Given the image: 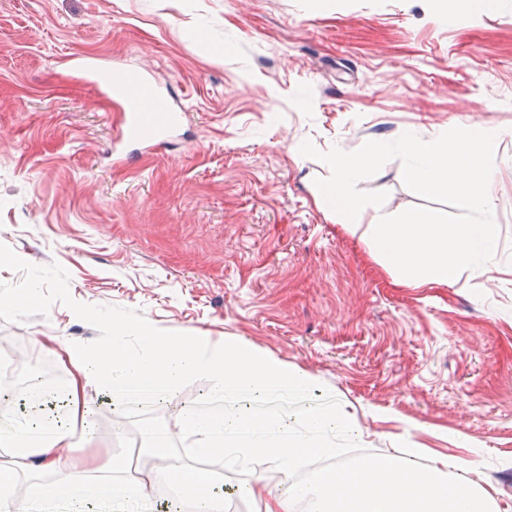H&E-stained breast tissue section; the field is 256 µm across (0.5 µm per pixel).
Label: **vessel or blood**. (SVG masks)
I'll return each mask as SVG.
<instances>
[{
    "label": "vessel or blood",
    "mask_w": 512,
    "mask_h": 512,
    "mask_svg": "<svg viewBox=\"0 0 512 512\" xmlns=\"http://www.w3.org/2000/svg\"><path fill=\"white\" fill-rule=\"evenodd\" d=\"M94 83L106 95L120 101L124 111L122 136L144 148L171 134L180 125L183 115L165 103L155 82L143 75L107 76L92 73Z\"/></svg>",
    "instance_id": "vessel-or-blood-1"
}]
</instances>
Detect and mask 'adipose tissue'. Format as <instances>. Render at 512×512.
<instances>
[{"label":"adipose tissue","mask_w":512,"mask_h":512,"mask_svg":"<svg viewBox=\"0 0 512 512\" xmlns=\"http://www.w3.org/2000/svg\"><path fill=\"white\" fill-rule=\"evenodd\" d=\"M132 334L141 339L139 349L127 346ZM36 343L67 369L62 411L0 431V447L8 451L0 460V512H58L63 506L68 512H101L105 505L113 512H147L152 472L141 473L131 485L114 480L117 460L108 447L95 443L92 433L76 431V419H89L99 396H109L116 406L133 396L171 401L184 381L207 377L218 405L205 414L181 411L180 433L195 438L200 455L236 452L250 458L269 451L286 470L305 456H335L324 434L347 423L343 410L311 408L301 415L308 438L286 434L267 442L269 417L242 411V403L261 396L303 397L312 377L274 356L198 332L170 336L142 323L116 321L104 347L61 343L51 336ZM144 453L161 463L167 482L193 502L196 512H219L223 484L210 471L182 463L166 433L153 436ZM41 472L55 474L56 482L36 495L16 494L20 475ZM302 500L310 501L312 512H495L491 497L465 479L438 467L417 468L393 454L320 471L308 482L269 493L258 512H295Z\"/></svg>","instance_id":"ef3b65f1"}]
</instances>
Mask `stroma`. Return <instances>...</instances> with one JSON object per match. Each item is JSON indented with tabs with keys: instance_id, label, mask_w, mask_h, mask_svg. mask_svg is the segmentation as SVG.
<instances>
[{
	"instance_id": "35a3bbf8",
	"label": "stroma",
	"mask_w": 512,
	"mask_h": 512,
	"mask_svg": "<svg viewBox=\"0 0 512 512\" xmlns=\"http://www.w3.org/2000/svg\"><path fill=\"white\" fill-rule=\"evenodd\" d=\"M142 71L185 118L151 151L122 140L123 108L81 63ZM484 123L500 138L489 200L493 271L451 286L394 284L365 240L366 220L423 205L393 159L360 182L386 191L350 232L316 199L329 167L302 156L431 140ZM0 380L56 367L37 336L107 344L112 323L196 330L309 373L302 399L258 409L294 434L307 408L342 406L356 430L328 432L335 458L201 460L240 502L305 482L317 466L420 449L475 461L468 477L512 507V0L452 20L426 0H0ZM23 309L9 301L20 289ZM210 382L176 404L148 398L94 417L118 459L208 411Z\"/></svg>"
}]
</instances>
